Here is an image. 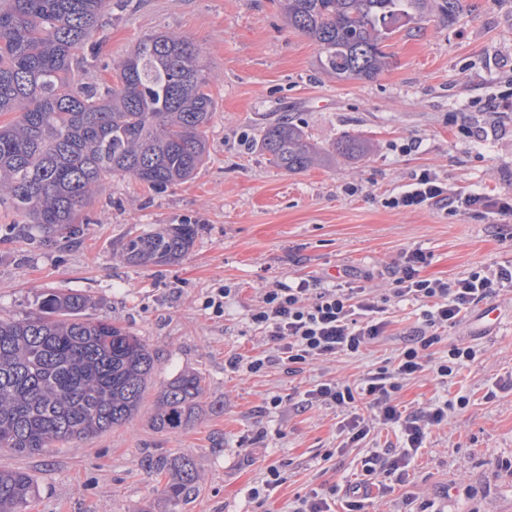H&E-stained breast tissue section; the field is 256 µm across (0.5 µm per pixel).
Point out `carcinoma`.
Instances as JSON below:
<instances>
[{
    "label": "carcinoma",
    "mask_w": 512,
    "mask_h": 512,
    "mask_svg": "<svg viewBox=\"0 0 512 512\" xmlns=\"http://www.w3.org/2000/svg\"><path fill=\"white\" fill-rule=\"evenodd\" d=\"M0 6V202L24 224L53 233L71 228L116 174L154 191L190 179L207 157V127L216 112L212 76L186 37H143L102 90L72 80L91 30L109 0H5ZM427 0H281L288 26L319 46V65L338 80L370 79L386 64L401 20L423 16ZM260 147L287 172L338 156L363 159L367 143L344 136L331 148L311 143L290 119L260 130ZM195 224L135 235L122 247L136 266L181 260ZM79 294L44 293L37 313L0 317V448L36 454L122 425L140 408L157 361L140 338L107 319L88 321ZM154 427L185 428L200 409L205 378L187 372L158 390ZM149 475H174L163 489L176 508L197 475L182 456L142 461ZM31 475L0 471V512H27Z\"/></svg>",
    "instance_id": "1"
}]
</instances>
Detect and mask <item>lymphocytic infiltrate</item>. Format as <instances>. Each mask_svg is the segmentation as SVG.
I'll return each mask as SVG.
<instances>
[{
	"mask_svg": "<svg viewBox=\"0 0 512 512\" xmlns=\"http://www.w3.org/2000/svg\"><path fill=\"white\" fill-rule=\"evenodd\" d=\"M391 203L402 208L441 207L452 215L460 212L479 214L493 206L504 219L512 218L511 197H501L492 203L480 192L460 193L427 169L416 175ZM423 261L420 251H412L408 260L398 268L395 280L398 297L425 305L423 337L403 349L392 371L370 375L360 388L326 380L318 382L306 393L308 402L341 407L353 405L357 396L371 397L376 410L374 420L352 415L346 424L347 441L351 444L363 441L377 424L398 430L401 435L399 447L373 454L366 460L365 467L367 474L379 473L399 483L404 480L410 460L422 448L427 427L447 419L448 408L444 405L435 407L422 418L400 411L391 402L392 393L398 390L400 380L418 376L431 368L423 361V351L439 341L442 330L456 325L491 293L512 294V265L474 271L449 283L421 276L419 267ZM384 311L381 300L363 288L347 284L325 287L315 280H302L294 285L277 284L266 291L261 304L249 313L250 322L272 343L273 353L250 360L247 368L257 372L278 364L296 372L327 356L358 353L382 335L386 326L382 318ZM475 358L473 347L454 344L448 349L447 359L431 369L445 379Z\"/></svg>",
	"mask_w": 512,
	"mask_h": 512,
	"instance_id": "1",
	"label": "lymphocytic infiltrate"
}]
</instances>
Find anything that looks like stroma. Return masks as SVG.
Returning <instances> with one entry per match:
<instances>
[{
	"mask_svg": "<svg viewBox=\"0 0 512 512\" xmlns=\"http://www.w3.org/2000/svg\"><path fill=\"white\" fill-rule=\"evenodd\" d=\"M157 30L199 46L214 77L204 164L161 193L113 176L66 236L18 223L0 206V316L32 314L43 293L86 296L85 318H109L156 349L154 382L201 373V410L185 429L158 431L151 389L132 421L35 455L2 449L0 471L33 477L30 512H291L313 490L335 493V510L344 512L365 459L399 438L381 428L345 446L348 411L307 402L306 391L323 379L356 388L392 369L422 323L421 303L393 293L409 252L424 254L422 275L448 281L512 264V226L492 215L386 204L424 169L460 192L512 195V0H462L453 20L429 8L390 40L377 76L343 81L320 70L318 45L288 27L277 0H112L91 32L98 54L80 79L112 82L113 66ZM284 115L319 146L350 135L371 152L283 171L256 138ZM468 125L485 127L487 139L468 137ZM168 224L197 225L185 258L148 267L123 260L127 238ZM303 279L386 297L383 334L296 373L232 368L231 360L269 349L249 321L263 289ZM222 285L234 296L218 317L203 302ZM487 303L501 316L497 327L474 310L426 350L435 363L463 343L476 349L474 362L446 381L429 371L402 381L400 410L451 408L429 428L405 483L365 484L367 512H512V297ZM275 397L280 406H271ZM161 454L189 457L198 475L176 509L163 492L167 476L140 466ZM272 465L285 483L251 497Z\"/></svg>",
	"mask_w": 512,
	"mask_h": 512,
	"instance_id": "stroma-1",
	"label": "stroma"
}]
</instances>
